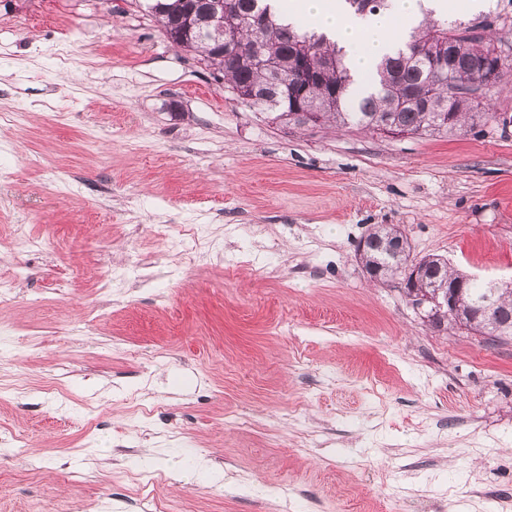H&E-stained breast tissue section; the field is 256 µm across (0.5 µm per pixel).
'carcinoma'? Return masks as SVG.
Returning a JSON list of instances; mask_svg holds the SVG:
<instances>
[{"label":"carcinoma","instance_id":"1","mask_svg":"<svg viewBox=\"0 0 512 512\" xmlns=\"http://www.w3.org/2000/svg\"><path fill=\"white\" fill-rule=\"evenodd\" d=\"M215 0H149V14L161 26L166 37L176 47L192 52L213 70L216 78L236 94V99L267 114L277 127L301 129L298 111L309 108L321 113L323 128L356 127L372 134H383V126L392 124L410 135L427 133H453L467 126H474L483 117L479 112L481 101L458 97L448 101V79H437L431 70V58L445 55L452 59L455 79L470 80L474 73L484 69L495 72L492 87L503 80L505 64H497L492 57L496 39L486 33L472 32L473 26L448 23L442 18L427 17L416 28L402 47L384 57L372 77L373 91L358 94L353 88L351 75L343 63L336 45L324 35L304 27L285 22L272 9L270 0H224L236 19L233 32L235 48L230 52L216 48L209 38L215 27L211 22L212 4ZM193 10L190 28L176 26L187 10ZM256 17L268 19L260 30L252 26ZM261 51L278 59L281 74L293 83H304L295 73L299 57L308 59L320 79L307 85L302 98L285 95V87L260 70L252 62L253 55ZM399 87L405 92L433 93L438 111L433 112L420 102L410 103L399 110L391 109L390 89ZM453 117V127L446 124ZM396 231L376 227L366 235L370 243L360 258L364 266L383 268L380 280L398 275L399 263L389 262L380 252L384 233ZM423 285L429 292L441 287L444 277L459 278L461 274L445 266L444 259L425 256L418 260ZM491 289L484 281H470L463 293L461 325L468 333L485 337L487 342H497L512 335V295H499L493 318L485 316L479 300Z\"/></svg>","mask_w":512,"mask_h":512}]
</instances>
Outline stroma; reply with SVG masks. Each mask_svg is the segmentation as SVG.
Wrapping results in <instances>:
<instances>
[{"mask_svg": "<svg viewBox=\"0 0 512 512\" xmlns=\"http://www.w3.org/2000/svg\"><path fill=\"white\" fill-rule=\"evenodd\" d=\"M484 109L287 132L134 0H0V512H512V339L356 255L396 224L512 278V86Z\"/></svg>", "mask_w": 512, "mask_h": 512, "instance_id": "35a3bbf8", "label": "stroma"}]
</instances>
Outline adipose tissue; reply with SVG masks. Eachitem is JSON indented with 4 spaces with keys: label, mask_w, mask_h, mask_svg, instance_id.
Wrapping results in <instances>:
<instances>
[{
    "label": "adipose tissue",
    "mask_w": 512,
    "mask_h": 512,
    "mask_svg": "<svg viewBox=\"0 0 512 512\" xmlns=\"http://www.w3.org/2000/svg\"><path fill=\"white\" fill-rule=\"evenodd\" d=\"M449 0H391L387 9L354 14L346 0H275V10L290 23L322 33L344 53L356 83L368 86L381 60L392 54L425 18L427 11L447 13Z\"/></svg>",
    "instance_id": "1"
}]
</instances>
